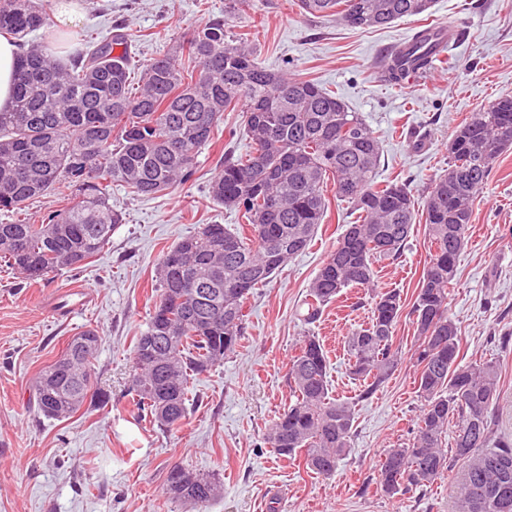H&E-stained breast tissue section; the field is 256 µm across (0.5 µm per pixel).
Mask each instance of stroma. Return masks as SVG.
I'll list each match as a JSON object with an SVG mask.
<instances>
[{
  "label": "stroma",
  "mask_w": 512,
  "mask_h": 512,
  "mask_svg": "<svg viewBox=\"0 0 512 512\" xmlns=\"http://www.w3.org/2000/svg\"><path fill=\"white\" fill-rule=\"evenodd\" d=\"M225 2L79 0L83 18L64 34L67 51L78 54L85 38L116 27L128 34L135 64L144 65L223 16ZM431 20L448 24L446 59L413 85L383 82L384 57ZM243 34L260 66L315 82L359 112L382 142L379 181L409 183L419 210L430 180L448 167L452 129L512 94V0H433L423 14L369 29L306 16L291 0H254L234 14L226 40ZM250 149L242 110L226 111L213 144L196 158L193 181L153 197L112 187L110 202L124 222L84 267L35 282L0 267V512H195L166 491L176 465L220 478L224 490L206 512H448L447 478L394 497L378 486L386 449L410 439L421 402L407 356L367 397L350 373L346 338L371 317L369 291L343 289L318 322L300 320L311 281L358 218L331 192L311 244L248 299L239 347L193 382L183 427L170 434L138 423L130 370L153 311L161 258L201 225L243 227L237 211L213 202L209 182L225 152ZM429 248L419 221L399 259L374 265V288L399 290L404 301L395 336L406 353L417 334L412 304ZM75 283L86 297L79 310L68 294ZM449 308L464 361L500 368L498 431L512 436V149L477 198ZM90 326L102 338L95 385L108 403L63 420L38 414L33 379ZM305 335L324 345L333 393L355 412L351 448L327 478L276 457L264 443L290 401L288 363Z\"/></svg>",
  "instance_id": "stroma-1"
}]
</instances>
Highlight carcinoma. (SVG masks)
I'll list each match as a JSON object with an SVG mask.
<instances>
[{
	"instance_id": "cac0c4a2",
	"label": "carcinoma",
	"mask_w": 512,
	"mask_h": 512,
	"mask_svg": "<svg viewBox=\"0 0 512 512\" xmlns=\"http://www.w3.org/2000/svg\"><path fill=\"white\" fill-rule=\"evenodd\" d=\"M252 0H230L224 17L197 29L173 53L143 66L130 80L128 35L90 40L72 57L55 42L27 36L48 25L45 0H0V32L24 39L13 106L0 112V211L23 205L61 186L73 189L69 205L35 224L28 218L0 223V262L36 281L77 269L107 246L122 213L109 204L117 184L136 197L186 184L196 157L212 140L224 112L244 108L253 145L224 154L209 183L212 200L245 218L250 237L222 224H204L169 247L147 329L136 337L131 393L138 418L163 432L179 430L188 416L191 381L233 353L245 335L244 306L293 256L303 251L325 218L327 189L358 211V221L323 262L305 300L304 324L344 288L371 287L377 258L401 255L416 222L406 183L377 182L378 138L343 99L311 81L261 67L250 45L225 42L224 28ZM432 0H294L316 18L338 17L353 28H380L427 11ZM416 34L411 48L391 53L381 77L400 85L431 67ZM194 61L192 69L179 60ZM512 148V95L473 112L448 142V169L430 184L423 209L430 255L412 307L417 336L412 360L422 402L413 437L385 454L378 484L389 496L421 489L454 472L449 512H512V442L495 429L500 381L491 361L461 363L462 336L448 298L468 240L479 190L499 156ZM371 318L347 340L351 374L368 396L400 364L394 332L403 310L396 290L376 292ZM87 337L95 349L73 351ZM101 336L86 329L35 377L37 411L69 418L106 401L94 388ZM329 361L314 336L300 340L288 363L294 400L269 428L273 453L301 459L328 477L350 448L352 407L330 396ZM451 448H446V445ZM215 476L191 471L169 492L205 512L221 492Z\"/></svg>"
}]
</instances>
